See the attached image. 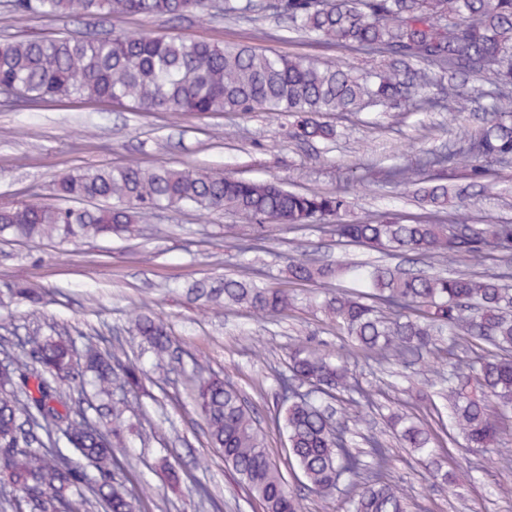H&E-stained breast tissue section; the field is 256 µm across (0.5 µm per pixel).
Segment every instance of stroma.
Here are the masks:
<instances>
[{
    "mask_svg": "<svg viewBox=\"0 0 512 512\" xmlns=\"http://www.w3.org/2000/svg\"><path fill=\"white\" fill-rule=\"evenodd\" d=\"M222 0L208 13L172 21L165 17L125 16L87 20L19 16L0 0V37H62L80 31L162 32L211 42L260 44L266 50L342 62L357 69L385 63L383 54L340 49L287 32L274 11L253 18H228ZM336 130L329 143L289 139L287 116L264 112L208 115L142 112L128 106L92 103H21L0 98V203L39 196L58 203L55 188L67 172L135 162L145 166L204 168L234 177L276 180L290 190L338 193L349 206L321 224L291 229L269 224L258 229L230 211L199 212L185 207L159 210L133 238L112 237L58 244L43 240H0V297L16 283L35 287L39 302L11 299L0 306V366L22 357L33 339L50 334L77 350L96 346L136 363L142 385L112 388L122 409L123 435L114 458L117 479L135 498L138 512H262L211 445L206 423L194 404L195 363L206 374L238 387L254 409L273 458L284 466L301 512H347L350 489L339 485L333 500L311 494L301 476L287 467V437L274 419L280 403V374L288 370L294 343L310 338L322 352L350 350L343 331L306 304L308 296L335 293L336 284H292L285 259L301 254L318 263L370 257L367 249L341 246L334 224L391 212L408 219L427 216L424 204L388 176L422 150H443L461 133L477 132L484 108L462 113L456 122L439 107L405 106L387 112L326 115ZM487 196L464 201L481 220L512 221V166L491 165ZM247 274L288 289L294 307L269 320L252 310L215 303L190 294L203 279ZM152 314L168 326L174 357L155 365L146 343L132 330L133 320ZM350 367L371 400L340 395L336 417L350 435L388 433L395 411L423 413L438 434L444 468L458 474L448 490L423 460L392 443L386 480L405 492L410 512H512V443L487 450L449 441L448 411L421 407L436 378L431 358L393 374L363 353L350 351Z\"/></svg>",
    "mask_w": 512,
    "mask_h": 512,
    "instance_id": "stroma-1",
    "label": "stroma"
}]
</instances>
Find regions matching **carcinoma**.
<instances>
[{
  "label": "carcinoma",
  "mask_w": 512,
  "mask_h": 512,
  "mask_svg": "<svg viewBox=\"0 0 512 512\" xmlns=\"http://www.w3.org/2000/svg\"><path fill=\"white\" fill-rule=\"evenodd\" d=\"M21 16L108 19L128 15L180 18L204 13L211 0H9ZM288 19L296 34L339 48L390 53L396 63L355 73L339 63H316L301 56L268 54L249 45L191 39L174 30L62 39L0 38V91L29 102L96 100L129 103L145 112L286 113L294 118L290 136L329 141L334 128L322 121L330 112H358L368 106L395 108L425 99L435 78L414 66H436L448 79L491 70L496 91L490 120L476 134L422 153L415 161L390 170L395 182L416 188L430 207L426 220L407 221L382 214L356 224H337L342 245L366 247L385 255L412 253L428 269L409 273L382 261L315 265L288 257L294 283L348 280L350 285L314 301L313 307L336 322L354 347L375 362L408 367L411 358L433 354L448 360V394L453 429L470 448H489L512 439L505 413L512 410V272L490 271L486 261L512 248V222L481 224L448 203L465 188L426 178V171L452 168L470 159V176L485 177L486 166L512 159V0H277L269 4ZM255 10L253 0H224V14ZM475 99L450 92L443 107L452 121L472 109ZM57 194L68 201L105 200V208L62 206L31 200L0 204V236L21 240L76 242L133 236L137 224L161 208L231 209L250 224L290 228L318 224L346 209L345 197L293 191L273 181H254L211 171L143 167L129 163L67 173ZM207 297L251 309L267 317L292 308L288 290L260 285L251 278L226 276L200 282ZM137 335L147 343L156 364L170 356V333L162 320L142 316ZM472 340L494 351L477 357V367L453 359ZM41 371L23 396L15 390L20 368L0 370V478L16 492L0 508L11 512H135L132 497L112 474V437L101 434L69 404L57 387L74 379L72 345L46 337L36 343ZM102 396H110L117 371L126 383H139L135 367L94 348L83 355ZM310 384L306 396L280 403L277 420L287 435L288 456L308 488L331 499L341 478L355 489L350 512H408L402 489L382 479L389 459L386 442L365 438L368 450L347 447L344 431L327 416L325 403L356 392L369 401L373 393L359 386L342 355L334 357L295 344L281 390ZM196 405L204 416L211 444L236 474L262 512H299L280 465L266 448L254 411L233 384L217 376L202 379ZM34 424L47 439L62 432L66 448L45 444L22 430ZM403 445L421 456L433 476L447 480L439 464L433 430L422 420L398 416ZM99 478L91 495L81 462Z\"/></svg>",
  "instance_id": "1"
}]
</instances>
